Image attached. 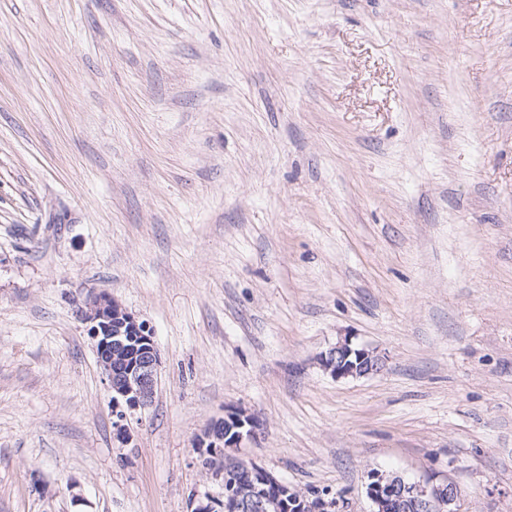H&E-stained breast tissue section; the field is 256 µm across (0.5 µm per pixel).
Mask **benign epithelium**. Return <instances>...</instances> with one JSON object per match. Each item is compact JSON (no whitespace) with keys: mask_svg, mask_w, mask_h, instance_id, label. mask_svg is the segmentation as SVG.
Returning <instances> with one entry per match:
<instances>
[{"mask_svg":"<svg viewBox=\"0 0 512 512\" xmlns=\"http://www.w3.org/2000/svg\"><path fill=\"white\" fill-rule=\"evenodd\" d=\"M94 343L98 363L112 393L114 428L124 442L130 438L128 417L151 405L158 388L159 350L150 326L128 312L104 290L88 296L76 308ZM322 367L335 378H357L381 371L383 360L354 345L349 338L320 356ZM261 430L255 415L233 409L197 434L192 447L198 464L215 481L224 480L229 467L227 449L254 440ZM254 479L224 485V499L212 495L193 497L192 512H341L331 492L316 498L252 464ZM367 495L373 512H457L453 482H411L397 473L373 470Z\"/></svg>","mask_w":512,"mask_h":512,"instance_id":"7a95c632","label":"benign epithelium"}]
</instances>
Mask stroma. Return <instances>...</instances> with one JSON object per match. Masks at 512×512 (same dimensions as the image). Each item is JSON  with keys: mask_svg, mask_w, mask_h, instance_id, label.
Here are the masks:
<instances>
[{"mask_svg": "<svg viewBox=\"0 0 512 512\" xmlns=\"http://www.w3.org/2000/svg\"><path fill=\"white\" fill-rule=\"evenodd\" d=\"M101 290L160 352L127 445ZM232 406L346 512L373 470L512 512V0H0V512L223 497ZM322 367L335 378H357L381 371L383 360L345 337L320 356ZM262 429L255 415L242 409L227 410L224 416L214 420L192 442L198 455V464L212 480H224L228 469V448H241L245 440H254Z\"/></svg>", "mask_w": 512, "mask_h": 512, "instance_id": "1", "label": "stroma"}]
</instances>
